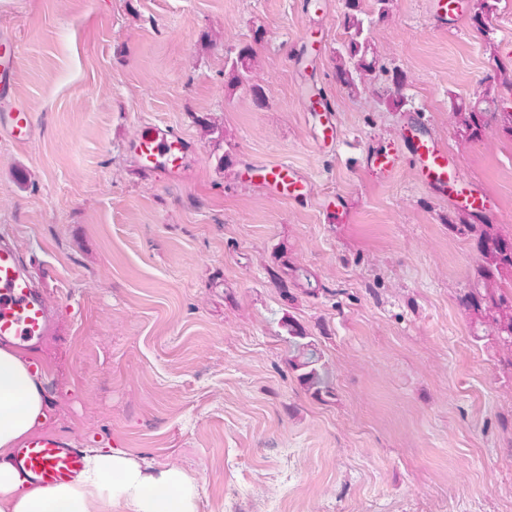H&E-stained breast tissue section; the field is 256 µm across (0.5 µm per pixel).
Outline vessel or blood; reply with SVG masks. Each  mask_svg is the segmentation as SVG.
Masks as SVG:
<instances>
[{"label": "vessel or blood", "mask_w": 512, "mask_h": 512, "mask_svg": "<svg viewBox=\"0 0 512 512\" xmlns=\"http://www.w3.org/2000/svg\"><path fill=\"white\" fill-rule=\"evenodd\" d=\"M20 63L16 36L0 35V132L15 143L27 144L35 125L32 114L16 98V75ZM308 109L321 123L320 140L333 147L339 139L334 109L326 99H310ZM402 140L410 148L421 181L442 194L460 199L463 206L479 208L484 204L476 187L461 173L446 147L435 139L404 129ZM130 149L144 167L163 173L169 180H179L186 170L191 143L166 126L141 123L129 142ZM252 176L258 177L268 192L280 199L297 201L308 196L307 180L297 168L285 161L251 164ZM52 331L50 309L39 293L33 274L23 268L14 245L0 243V342L20 346L42 340ZM15 463L28 473L35 484L54 486L70 482L83 465L79 448L48 433L31 436L15 452Z\"/></svg>", "instance_id": "1"}]
</instances>
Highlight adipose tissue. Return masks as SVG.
<instances>
[{"instance_id": "1", "label": "adipose tissue", "mask_w": 512, "mask_h": 512, "mask_svg": "<svg viewBox=\"0 0 512 512\" xmlns=\"http://www.w3.org/2000/svg\"><path fill=\"white\" fill-rule=\"evenodd\" d=\"M50 401L32 358L0 347V512H197V485L177 467L155 469L120 448H90L71 483L40 486L14 450L42 427Z\"/></svg>"}]
</instances>
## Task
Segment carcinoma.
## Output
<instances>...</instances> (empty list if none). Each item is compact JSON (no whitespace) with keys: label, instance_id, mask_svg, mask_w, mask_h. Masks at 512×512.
Returning a JSON list of instances; mask_svg holds the SVG:
<instances>
[{"label":"carcinoma","instance_id":"carcinoma-1","mask_svg":"<svg viewBox=\"0 0 512 512\" xmlns=\"http://www.w3.org/2000/svg\"><path fill=\"white\" fill-rule=\"evenodd\" d=\"M346 8L344 23L348 41L338 51L336 78L356 90V81L361 78V69L371 46L368 29L360 18V0H346ZM250 60L251 50L242 49L228 63L240 79L249 81ZM498 86L512 89V74H503ZM496 87L491 86L485 91L488 107L461 103L453 109L460 136L478 140L495 127L512 137V112L491 107L496 102ZM448 224L459 233L476 234L480 243L478 274L482 285L466 292L461 302L467 310L481 317L487 336L495 344L512 352V293L502 292L504 288L512 289V238L502 235L492 224H468L460 213L448 216ZM282 327L287 332L284 340L288 342V369L296 374L299 384L312 397L320 399L331 395L332 388L318 344L304 327L291 319L283 322Z\"/></svg>","mask_w":512,"mask_h":512}]
</instances>
